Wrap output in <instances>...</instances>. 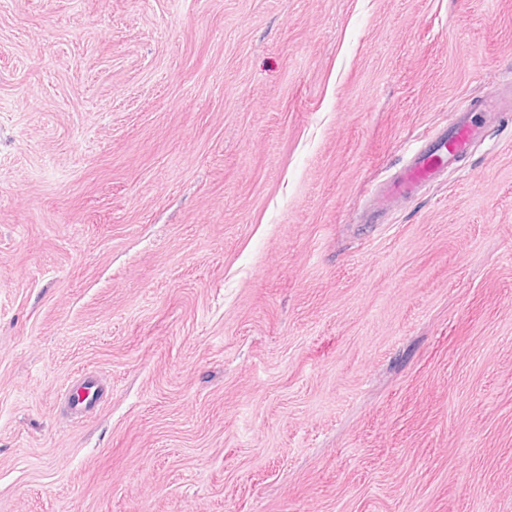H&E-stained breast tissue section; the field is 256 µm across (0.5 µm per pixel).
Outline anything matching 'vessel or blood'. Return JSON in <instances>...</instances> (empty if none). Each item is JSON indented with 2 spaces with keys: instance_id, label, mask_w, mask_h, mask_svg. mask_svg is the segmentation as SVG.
<instances>
[{
  "instance_id": "obj_1",
  "label": "vessel or blood",
  "mask_w": 512,
  "mask_h": 512,
  "mask_svg": "<svg viewBox=\"0 0 512 512\" xmlns=\"http://www.w3.org/2000/svg\"><path fill=\"white\" fill-rule=\"evenodd\" d=\"M469 109H459L448 127L436 131L401 165L392 179L373 194V206L383 211L415 197L428 182L445 173L456 158L466 155L481 136Z\"/></svg>"
}]
</instances>
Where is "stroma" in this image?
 <instances>
[{
  "label": "stroma",
  "mask_w": 512,
  "mask_h": 512,
  "mask_svg": "<svg viewBox=\"0 0 512 512\" xmlns=\"http://www.w3.org/2000/svg\"><path fill=\"white\" fill-rule=\"evenodd\" d=\"M509 82L512 0H0V512H512ZM447 128L436 131L401 165L392 179L373 193V206L383 211L415 197L428 182L448 170L456 158L466 155L481 136L482 127L472 120L468 108L455 112Z\"/></svg>",
  "instance_id": "stroma-1"
}]
</instances>
